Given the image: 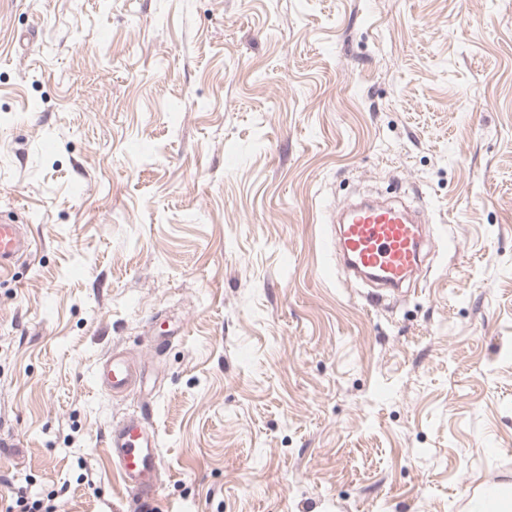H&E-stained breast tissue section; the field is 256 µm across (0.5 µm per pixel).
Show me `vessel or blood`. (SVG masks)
I'll list each match as a JSON object with an SVG mask.
<instances>
[{
    "mask_svg": "<svg viewBox=\"0 0 512 512\" xmlns=\"http://www.w3.org/2000/svg\"><path fill=\"white\" fill-rule=\"evenodd\" d=\"M425 245L418 210L404 205L375 203L340 207L331 246L360 279L378 289L401 290L414 281ZM31 242L22 225L0 218V274L27 254ZM96 386L110 395L128 391L140 381L137 366L115 351L91 370ZM104 447L133 500L144 503L158 495L162 462L158 430L147 418L112 422Z\"/></svg>",
    "mask_w": 512,
    "mask_h": 512,
    "instance_id": "obj_1",
    "label": "vessel or blood"
}]
</instances>
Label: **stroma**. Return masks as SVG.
I'll list each match as a JSON object with an SVG mask.
<instances>
[{"label": "stroma", "mask_w": 512, "mask_h": 512, "mask_svg": "<svg viewBox=\"0 0 512 512\" xmlns=\"http://www.w3.org/2000/svg\"><path fill=\"white\" fill-rule=\"evenodd\" d=\"M407 192L415 291L371 305L336 204ZM0 488L126 512H467L512 490V0H0ZM457 239L459 250L448 249ZM141 385L113 398V350ZM31 242L21 224L0 218V275L11 270L14 263L27 254ZM96 386L111 396L123 394L140 382L137 366L122 352H112L91 370ZM104 447L120 480L133 500L146 503L158 495L162 462L158 430L146 417L112 422Z\"/></svg>", "instance_id": "1"}]
</instances>
